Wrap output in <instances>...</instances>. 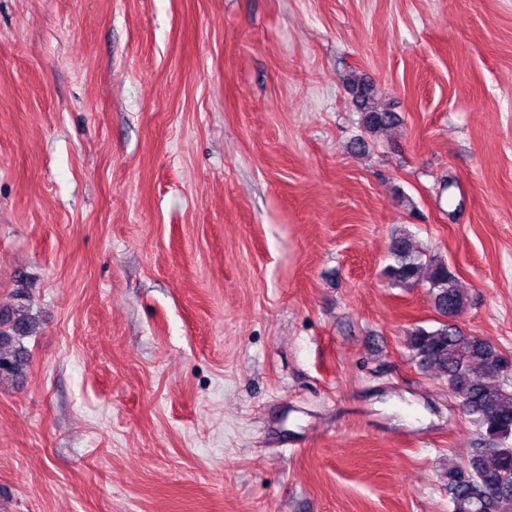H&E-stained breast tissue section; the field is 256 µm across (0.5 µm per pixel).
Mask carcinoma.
I'll list each match as a JSON object with an SVG mask.
<instances>
[{
  "mask_svg": "<svg viewBox=\"0 0 512 512\" xmlns=\"http://www.w3.org/2000/svg\"><path fill=\"white\" fill-rule=\"evenodd\" d=\"M353 96L362 124L377 134L399 123L397 114L379 107L371 80L353 72L343 77ZM383 274L394 288H427L432 304L444 321L436 328L415 325L407 331L406 345L412 357L426 369L444 376L448 389L473 416L495 448H477L467 466L448 470V494L452 512H512V391L495 386L485 375L504 369L499 349L462 332L450 322L468 303L457 275L443 259L417 249L411 235L392 236ZM31 317L20 307L0 311V377L20 375L28 354L20 344L31 328Z\"/></svg>",
  "mask_w": 512,
  "mask_h": 512,
  "instance_id": "1",
  "label": "carcinoma"
}]
</instances>
